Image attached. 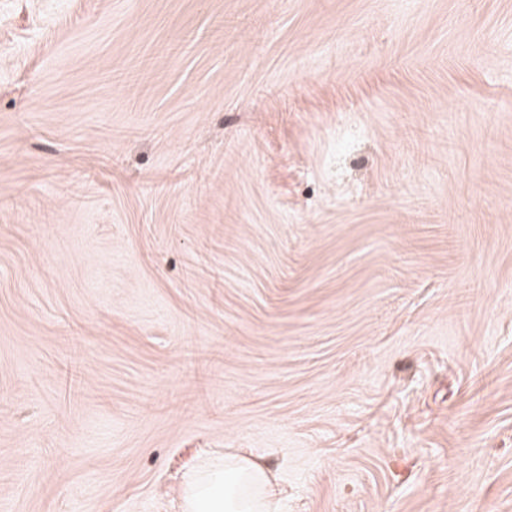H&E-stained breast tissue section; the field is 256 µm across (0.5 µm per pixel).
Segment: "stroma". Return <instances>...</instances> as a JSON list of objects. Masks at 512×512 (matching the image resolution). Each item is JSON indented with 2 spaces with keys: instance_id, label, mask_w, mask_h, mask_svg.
<instances>
[{
  "instance_id": "35a3bbf8",
  "label": "stroma",
  "mask_w": 512,
  "mask_h": 512,
  "mask_svg": "<svg viewBox=\"0 0 512 512\" xmlns=\"http://www.w3.org/2000/svg\"><path fill=\"white\" fill-rule=\"evenodd\" d=\"M512 512V0H0V512ZM256 458L226 455L191 474L183 489L185 512H279L277 484Z\"/></svg>"
}]
</instances>
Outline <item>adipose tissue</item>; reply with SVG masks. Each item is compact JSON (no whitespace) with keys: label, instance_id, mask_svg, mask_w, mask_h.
I'll use <instances>...</instances> for the list:
<instances>
[{"label":"adipose tissue","instance_id":"1","mask_svg":"<svg viewBox=\"0 0 512 512\" xmlns=\"http://www.w3.org/2000/svg\"><path fill=\"white\" fill-rule=\"evenodd\" d=\"M185 512H279L277 486L259 459L238 455L203 465L183 489Z\"/></svg>","mask_w":512,"mask_h":512}]
</instances>
